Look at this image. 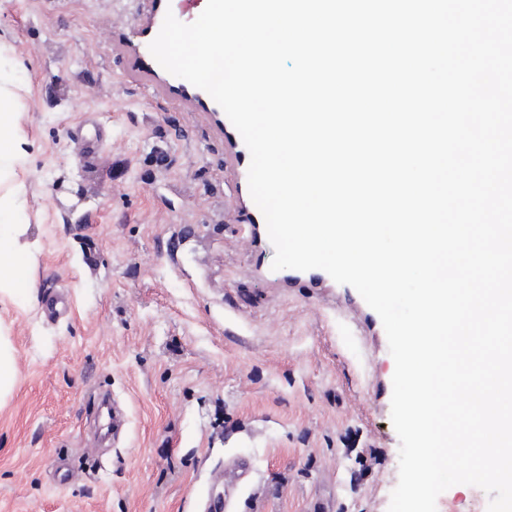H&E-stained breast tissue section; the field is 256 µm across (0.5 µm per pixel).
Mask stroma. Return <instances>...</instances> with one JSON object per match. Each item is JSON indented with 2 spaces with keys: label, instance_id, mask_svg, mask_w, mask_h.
Returning <instances> with one entry per match:
<instances>
[{
  "label": "stroma",
  "instance_id": "obj_1",
  "mask_svg": "<svg viewBox=\"0 0 512 512\" xmlns=\"http://www.w3.org/2000/svg\"><path fill=\"white\" fill-rule=\"evenodd\" d=\"M206 2L0 0L21 144L0 195L20 191L36 296L0 297L18 371L0 512H388L400 441L379 315L323 270H272L239 132L141 34ZM241 459L245 485L225 484ZM489 500L456 485L437 512Z\"/></svg>",
  "mask_w": 512,
  "mask_h": 512
}]
</instances>
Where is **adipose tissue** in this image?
I'll return each instance as SVG.
<instances>
[{
    "instance_id": "1",
    "label": "adipose tissue",
    "mask_w": 512,
    "mask_h": 512,
    "mask_svg": "<svg viewBox=\"0 0 512 512\" xmlns=\"http://www.w3.org/2000/svg\"><path fill=\"white\" fill-rule=\"evenodd\" d=\"M25 232L16 204L0 197V293L13 297L29 296L32 288V254L20 241Z\"/></svg>"
}]
</instances>
